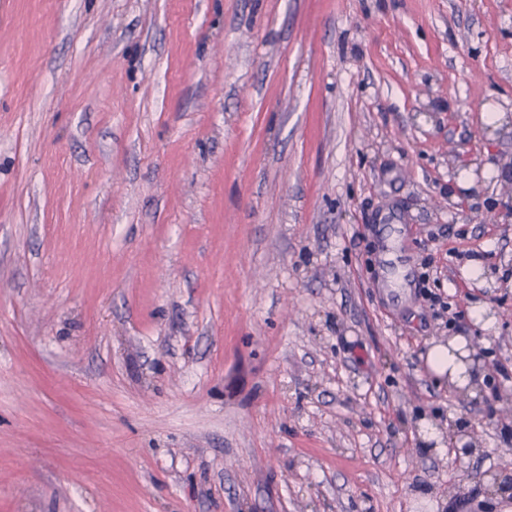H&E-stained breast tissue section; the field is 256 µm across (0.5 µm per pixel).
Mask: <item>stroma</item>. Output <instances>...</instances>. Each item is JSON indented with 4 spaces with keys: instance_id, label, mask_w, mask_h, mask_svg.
I'll return each instance as SVG.
<instances>
[{
    "instance_id": "obj_1",
    "label": "stroma",
    "mask_w": 512,
    "mask_h": 512,
    "mask_svg": "<svg viewBox=\"0 0 512 512\" xmlns=\"http://www.w3.org/2000/svg\"><path fill=\"white\" fill-rule=\"evenodd\" d=\"M510 396L512 0H0V512H512ZM464 337L455 336L448 340V347L443 344L434 345L427 354L430 370L439 381L447 382L448 387L459 388L474 383L475 377L465 375L466 366L462 362H456L452 353L458 352L462 357H468L469 350L465 348ZM465 375V376H464Z\"/></svg>"
}]
</instances>
